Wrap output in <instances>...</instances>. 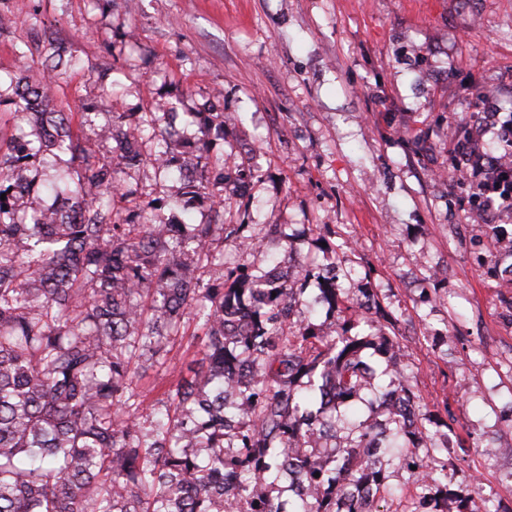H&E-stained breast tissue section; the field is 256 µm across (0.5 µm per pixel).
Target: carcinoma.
Segmentation results:
<instances>
[{"instance_id":"carcinoma-1","label":"carcinoma","mask_w":512,"mask_h":512,"mask_svg":"<svg viewBox=\"0 0 512 512\" xmlns=\"http://www.w3.org/2000/svg\"><path fill=\"white\" fill-rule=\"evenodd\" d=\"M3 104L14 132L0 130V512H371L361 489L387 493L394 460L414 479L411 512L438 509L448 474L423 449L448 450V433L427 428L391 324L379 325L377 352L393 375L380 380L364 359L361 310L381 306L370 291L359 303L343 292L336 248H324L313 301L337 313L330 332L295 320L305 263L200 279L216 225L193 223V210L224 216V186L258 177L202 162L224 139V113H196L194 142L159 131L146 162L127 112L85 137L47 83L11 76L0 77ZM172 109L156 102L148 125ZM112 142L114 160L99 154ZM146 163L179 183L173 201L124 182ZM188 164L200 169L192 180ZM43 196L54 204L35 205ZM237 214L225 238L288 241L280 224L248 233L249 205ZM183 341L193 359L144 412L134 384ZM364 402L384 421L357 420Z\"/></svg>"}]
</instances>
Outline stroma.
I'll use <instances>...</instances> for the list:
<instances>
[{"label": "stroma", "instance_id": "stroma-1", "mask_svg": "<svg viewBox=\"0 0 512 512\" xmlns=\"http://www.w3.org/2000/svg\"><path fill=\"white\" fill-rule=\"evenodd\" d=\"M80 68L48 71L46 37ZM47 81L62 112L90 109L93 136L114 112L141 121L156 101L177 113L219 104L230 122L210 155L257 165L240 193L257 224H283L295 257L339 245L341 288L377 289L431 414L452 409L448 486L485 512H512V285L493 269L487 218L457 179L448 141L483 89L512 108V0H0V75ZM226 267L262 270L274 246L216 241ZM191 353L176 345L138 387L155 403ZM482 494H474V485Z\"/></svg>", "mask_w": 512, "mask_h": 512}]
</instances>
